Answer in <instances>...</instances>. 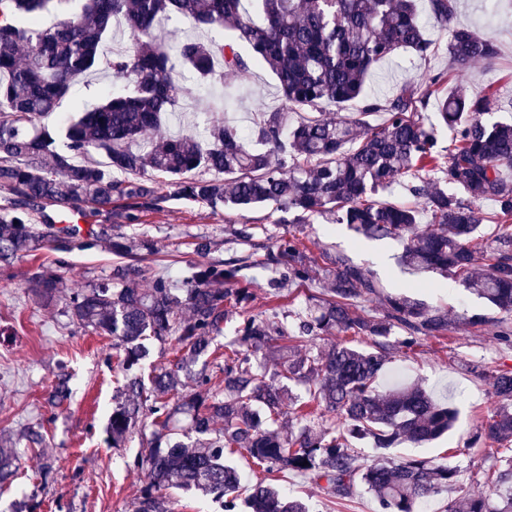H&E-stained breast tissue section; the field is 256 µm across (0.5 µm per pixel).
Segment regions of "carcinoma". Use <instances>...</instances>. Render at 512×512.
<instances>
[{
    "label": "carcinoma",
    "mask_w": 512,
    "mask_h": 512,
    "mask_svg": "<svg viewBox=\"0 0 512 512\" xmlns=\"http://www.w3.org/2000/svg\"><path fill=\"white\" fill-rule=\"evenodd\" d=\"M62 2L0 0V189L8 193L0 209L1 266L41 249L63 254L98 242L125 257L153 250L145 237L59 228L49 207L115 211L137 224L171 200L214 212L267 205L292 213L291 224L319 216L365 238L404 240L402 266L450 275L490 302L501 313L497 339L512 347V125L490 120V97H470L460 86L437 97L435 119L425 117L431 87L440 82L435 76L424 89L402 84L385 102L366 92L376 63L401 51L421 59L434 52L417 0H82L72 17L43 27L42 14ZM428 6L448 31V54L459 69L497 57L494 40L453 23L457 0ZM172 15L224 38L187 35L175 46L162 44L154 31ZM116 35L131 42L106 51ZM252 65L274 75L284 107L259 110L248 129L194 112V134L139 144L174 115L179 99L232 89ZM100 71L112 82L97 107L65 116L53 129L41 123L79 80ZM351 101L361 103L351 114L323 111L326 103L341 109ZM293 108L302 110L297 119ZM379 112L383 122L372 123ZM440 127L454 138L445 155L437 149ZM394 183L422 199L430 223L411 206L376 198ZM484 200L494 202L493 211L477 206ZM482 224L497 225L498 233L477 253L470 241ZM230 235L251 242L257 258L192 263L179 288L160 277L136 287L147 273L136 261L70 294L51 267L28 277L36 304L62 303L72 321L112 337L123 378L112 406V445L140 431L137 465L148 477L135 512H173L159 495L169 488L218 501L224 512H310L301 497L267 481L283 472L323 481L340 500L360 481L378 512H415L419 501L448 492L455 465L395 462L388 450L440 438L455 411L418 385L376 387L390 350L444 335L452 326L448 311L406 295L385 297L381 317L360 311L359 303L380 295V282L336 253L323 255L328 287L309 294L304 307L255 315L253 281L244 270L271 271L276 296L286 282H313L317 262L289 231L270 245L253 241L245 225ZM234 313V339L214 346ZM349 332L371 338L372 347L344 339L312 348ZM149 338L172 345V358L144 380L133 368ZM260 351L276 357L270 376L253 362ZM489 378L499 404L474 442L498 445L492 492L454 499L448 512H512V373ZM291 382L307 385V399L293 394ZM327 412L342 427L325 419ZM182 419L194 435L189 443L171 438ZM365 439L376 454L364 465L353 442ZM235 452L264 474L244 491L227 459ZM16 460L13 446H0V487L13 482Z\"/></svg>",
    "instance_id": "1"
}]
</instances>
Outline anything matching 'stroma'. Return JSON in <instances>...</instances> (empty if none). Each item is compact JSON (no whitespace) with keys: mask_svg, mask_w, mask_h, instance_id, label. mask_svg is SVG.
Returning <instances> with one entry per match:
<instances>
[{"mask_svg":"<svg viewBox=\"0 0 512 512\" xmlns=\"http://www.w3.org/2000/svg\"><path fill=\"white\" fill-rule=\"evenodd\" d=\"M456 21L494 39L498 58L458 70L448 56L446 31L431 21L426 30L436 43L435 55L422 60L402 53L380 63L368 78V94L391 98L402 82L418 84L430 73L440 76L441 88L460 82L471 96L493 94L495 118L512 123V0H500L494 10L488 8L487 0H458ZM282 105L273 75L254 68L241 75L238 87L228 95L186 100L179 109L222 113L231 122L247 124L256 108L273 111ZM283 217V212L271 207L215 212L200 204L172 201L164 210L146 213L141 223L121 224L118 231L154 239L157 251L144 256L142 266L148 275H161L177 284L196 259V237L211 240L212 258H225L230 247L247 255L250 244L228 243L229 226L249 225L255 240L263 242L284 232ZM299 230L311 257L345 253L375 274L382 295L407 292L427 305L448 310L455 321L453 329L444 336L421 338L413 350L394 351L379 385H421L437 403L455 410L456 421L438 440L422 446L405 442L391 449L390 455L396 460L433 459L456 449L453 462L458 476L451 494L437 496L440 512H445L450 498L485 491L492 464L490 446L473 447L469 440L498 404L477 366L512 371V348H504L495 338L497 310L462 287H449L447 278L433 273L421 275V288L406 291L412 277L396 265L402 251L399 240H366L347 225L329 224L319 217ZM54 260V253L42 251L0 268V434L14 437L40 426L45 437L42 444L24 448L13 483L0 487V512H134L147 477L135 466L140 436L116 448L109 434L112 399L121 378L112 358V339L73 323L63 308L40 307L27 290L30 273L38 265H53ZM65 261L62 273L77 290L109 274L118 258L98 244L73 248ZM475 314L485 317V325H467V318ZM62 373L69 376L72 394L67 403L57 405L50 401L49 392ZM44 455L54 461L47 475L39 468ZM279 482L308 499L312 512H376L372 496L360 488L351 498L339 500L326 497L305 475L283 474Z\"/></svg>","mask_w":512,"mask_h":512,"instance_id":"1","label":"stroma"}]
</instances>
